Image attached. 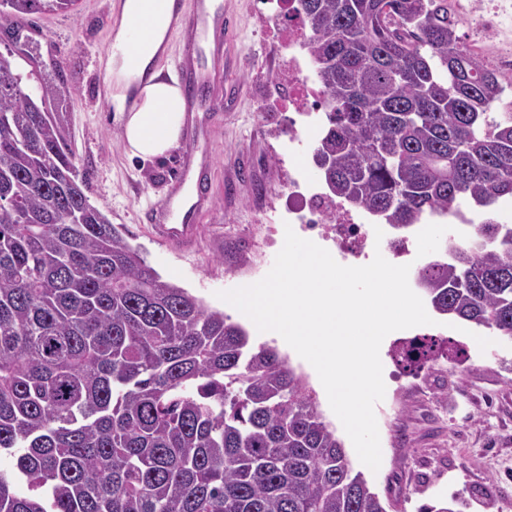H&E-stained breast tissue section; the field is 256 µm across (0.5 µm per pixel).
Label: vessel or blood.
<instances>
[{
  "mask_svg": "<svg viewBox=\"0 0 512 512\" xmlns=\"http://www.w3.org/2000/svg\"><path fill=\"white\" fill-rule=\"evenodd\" d=\"M175 9L183 41L170 66L188 96L184 137L188 152L176 182L190 187L191 192L188 199L173 196L155 204L144 219L165 246L190 252L202 237L198 217L210 195L208 157L202 147L208 138L209 120L223 110L218 90L224 82V37L231 27L222 7H210L209 0H194L189 7L177 0Z\"/></svg>",
  "mask_w": 512,
  "mask_h": 512,
  "instance_id": "b4317fda",
  "label": "vessel or blood"
}]
</instances>
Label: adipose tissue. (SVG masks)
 Returning a JSON list of instances; mask_svg holds the SVG:
<instances>
[{
  "mask_svg": "<svg viewBox=\"0 0 512 512\" xmlns=\"http://www.w3.org/2000/svg\"><path fill=\"white\" fill-rule=\"evenodd\" d=\"M175 18L174 0H121L119 47L101 60L118 88L108 96V107L118 113L125 148L133 157L165 156L177 146L186 123L182 87L158 66Z\"/></svg>",
  "mask_w": 512,
  "mask_h": 512,
  "instance_id": "1",
  "label": "adipose tissue"
}]
</instances>
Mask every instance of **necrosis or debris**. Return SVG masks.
I'll return each mask as SVG.
<instances>
[{
  "label": "necrosis or debris",
  "instance_id": "1",
  "mask_svg": "<svg viewBox=\"0 0 512 512\" xmlns=\"http://www.w3.org/2000/svg\"><path fill=\"white\" fill-rule=\"evenodd\" d=\"M454 11L468 20L474 39L472 49L482 60L491 62L506 81H512V0H451ZM267 18L279 24L284 15V0H265ZM275 51H287L288 57L277 73L276 83L289 111L296 117L288 130V152L280 158V166L288 195L286 209L260 215L259 221L290 223L300 230L330 242L337 252L355 259L373 245L375 232L363 212L348 209L339 200L326 199L317 193L314 183L304 175V164L298 148L317 129L316 116L321 109L320 87L312 78V64L307 41L298 25L278 31Z\"/></svg>",
  "mask_w": 512,
  "mask_h": 512
}]
</instances>
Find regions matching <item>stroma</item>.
<instances>
[{
	"instance_id": "1",
	"label": "stroma",
	"mask_w": 512,
	"mask_h": 512,
	"mask_svg": "<svg viewBox=\"0 0 512 512\" xmlns=\"http://www.w3.org/2000/svg\"><path fill=\"white\" fill-rule=\"evenodd\" d=\"M118 2L79 0L76 10L34 15L24 52L12 61L30 84L67 80L70 94L53 109L66 113L79 166L91 173L90 203L163 281L208 309L223 310L218 292L247 282L252 261L268 273L278 253L261 246L256 228L259 208L285 205L288 197L277 176L276 148L287 139L292 114L277 104L273 33L261 23L260 0H222L233 35L224 45L223 122L209 144L212 200L200 218L197 250L181 255L156 241L139 213L167 196L185 148L161 159L130 157L106 103L99 59L109 47ZM473 233L472 225L453 218L387 231L392 239L415 240L413 253L398 259L415 271L445 259L448 238L464 242ZM476 331L441 315L436 324L393 332L380 349L386 390L375 415L383 464L364 477L387 512H420L441 502L453 503L457 512H512V340L489 331L478 346L471 341ZM422 335L452 340L463 353L440 355L429 369L404 371L394 350Z\"/></svg>"
}]
</instances>
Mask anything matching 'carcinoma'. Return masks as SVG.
Here are the masks:
<instances>
[{
	"mask_svg": "<svg viewBox=\"0 0 512 512\" xmlns=\"http://www.w3.org/2000/svg\"><path fill=\"white\" fill-rule=\"evenodd\" d=\"M76 0H0V24ZM327 128L330 195L397 227L454 213L417 284L440 314L512 340V112L448 0H295ZM63 84L25 87L0 54V512H386L273 348L160 279L90 204ZM442 342L397 352L408 371ZM23 479L32 491L17 497Z\"/></svg>",
	"mask_w": 512,
	"mask_h": 512,
	"instance_id": "carcinoma-1",
	"label": "carcinoma"
}]
</instances>
